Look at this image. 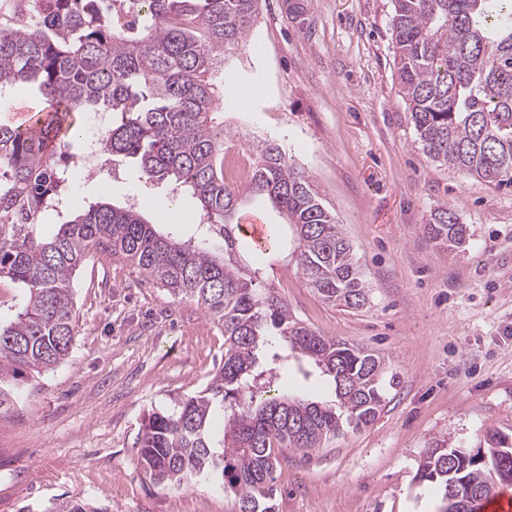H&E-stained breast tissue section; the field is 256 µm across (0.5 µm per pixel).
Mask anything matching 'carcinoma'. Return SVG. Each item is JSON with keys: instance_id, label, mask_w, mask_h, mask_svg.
Instances as JSON below:
<instances>
[{"instance_id": "1", "label": "carcinoma", "mask_w": 512, "mask_h": 512, "mask_svg": "<svg viewBox=\"0 0 512 512\" xmlns=\"http://www.w3.org/2000/svg\"><path fill=\"white\" fill-rule=\"evenodd\" d=\"M33 18L0 22V89L30 83L54 119L31 133L0 124V279L27 291L15 319L0 323V409L23 398L32 373L70 355L78 321L76 269L109 252L176 298L196 302L224 327V362L205 389L170 412H153L138 439L146 475L175 488L219 487L233 512H275L277 449L312 450L343 426L371 425L385 401L390 359L323 336L261 285L257 261L238 257L239 198L268 201L288 233L272 231L260 252L291 258L325 303L358 309L369 289L353 247L306 172L282 145L253 144L244 190L224 180V126L206 75L249 34L259 0H38ZM391 43L401 92L418 142L436 161L490 186L512 183V0H392ZM102 107L112 129L101 150L112 164L136 160L140 178L165 180L197 201L205 231L183 239L136 207L101 201L67 216L57 233L38 231L68 187L61 147L76 113ZM433 240L454 251L468 227L442 207L430 215ZM271 353L268 378L255 370ZM307 361L334 392L328 404L270 393L276 376ZM224 414L222 447L211 419ZM416 478L442 493V512H479L491 491L512 485V444L494 430L475 450L434 441ZM50 512H107L69 500Z\"/></svg>"}]
</instances>
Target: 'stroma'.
I'll return each mask as SVG.
<instances>
[{"mask_svg":"<svg viewBox=\"0 0 512 512\" xmlns=\"http://www.w3.org/2000/svg\"><path fill=\"white\" fill-rule=\"evenodd\" d=\"M391 13V0H260L244 46L213 75L259 99L215 112L225 157L278 140L335 213L370 292L358 309L328 305L284 253L266 263V284L322 335L389 356L397 378L372 425L283 450L275 512H439L436 491L414 479L435 439L471 449L492 429L512 440V186L423 150L395 75ZM94 166L71 181L67 209L173 199L197 222L189 194L140 179L134 162ZM442 206L469 228L452 252L425 230ZM74 286L69 358L0 410V512L70 498L111 512H228L224 491L156 483L137 455L145 416L215 373L221 324L107 253L83 263Z\"/></svg>","mask_w":512,"mask_h":512,"instance_id":"1","label":"stroma"}]
</instances>
